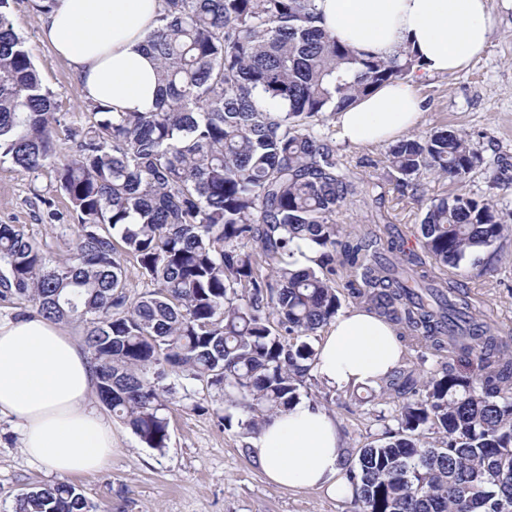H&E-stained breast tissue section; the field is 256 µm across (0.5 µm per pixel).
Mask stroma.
<instances>
[{
	"mask_svg": "<svg viewBox=\"0 0 512 512\" xmlns=\"http://www.w3.org/2000/svg\"><path fill=\"white\" fill-rule=\"evenodd\" d=\"M493 29L485 53L462 72L438 75L418 84L424 111L415 131L458 130L482 157L463 182L452 183L433 173L420 179V196L400 187L386 165L387 145L337 143L336 155L358 184L353 204L335 220L351 233L388 224L405 240L415 241L427 200L464 192L481 199L497 196L503 212H512V189L495 193L500 174L512 178V9L490 0ZM10 19L22 34L43 82L59 105L63 125L81 128L90 114L70 64L44 41L40 13L31 0H13ZM41 191L67 213L68 200L57 189L55 174L38 179L0 162V224L23 225L26 233L50 253L63 248L33 193ZM446 277L465 284L476 316L495 322L512 336V232L496 251L483 253L478 265L445 268ZM169 440L166 448L147 447L116 416L108 421L117 451L102 471L72 476L95 512H350L349 500L318 489H281L269 484L256 463L252 439L241 423L243 413L233 396L175 374L165 380ZM323 407L341 429L347 459L382 430L378 414L393 417L399 398L371 399L367 387L327 389ZM231 423H224V416ZM16 422L0 417V512H14L16 501L31 488L56 483L57 477L26 457Z\"/></svg>",
	"mask_w": 512,
	"mask_h": 512,
	"instance_id": "1",
	"label": "stroma"
}]
</instances>
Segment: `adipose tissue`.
I'll return each mask as SVG.
<instances>
[{"label":"adipose tissue","instance_id":"ef3b65f1","mask_svg":"<svg viewBox=\"0 0 512 512\" xmlns=\"http://www.w3.org/2000/svg\"><path fill=\"white\" fill-rule=\"evenodd\" d=\"M490 0H318L322 25L359 52L405 49L418 64L339 112L336 136L383 144L414 128L423 111L419 81L469 67L489 45ZM161 0H57L42 36L67 60L86 99L117 112H147L157 96V62L144 48ZM403 349L391 324L363 308L331 322L315 372L338 390L378 384ZM96 387L87 352L57 323L40 317L0 321V417L17 421L24 451L59 477L104 469L116 448L110 425L89 406ZM251 446L267 480L348 497L338 425L307 401L267 423Z\"/></svg>","mask_w":512,"mask_h":512}]
</instances>
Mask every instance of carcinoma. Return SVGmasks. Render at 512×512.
<instances>
[{
	"label": "carcinoma",
	"mask_w": 512,
	"mask_h": 512,
	"mask_svg": "<svg viewBox=\"0 0 512 512\" xmlns=\"http://www.w3.org/2000/svg\"><path fill=\"white\" fill-rule=\"evenodd\" d=\"M0 0V159L38 177L53 168L76 238L47 258L18 224H0V301L84 325L102 402L149 448L169 438V372L238 395L253 433L300 401L317 352L310 338L351 297L398 336L444 360L474 356L464 377L442 363L396 372L380 393L406 399L398 427L359 450L347 471L352 512H512V341L477 318L464 285L433 269L477 263L512 226L488 199H434L420 250L388 225L346 234L333 215L356 186L322 131L385 82L406 79L408 51L359 53L321 26L317 0H162L146 48L159 61L148 112L86 102L69 133ZM392 170L409 186L433 170L461 182L480 156L456 130L397 141ZM319 252L297 270L291 246ZM152 289L127 291L122 256ZM15 512H93L60 482L19 497Z\"/></svg>",
	"instance_id": "obj_1"
}]
</instances>
